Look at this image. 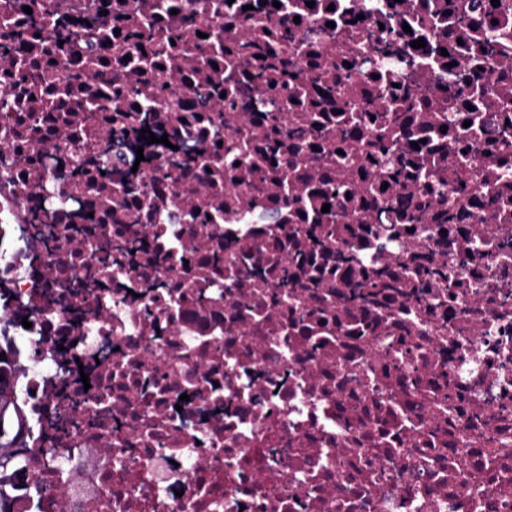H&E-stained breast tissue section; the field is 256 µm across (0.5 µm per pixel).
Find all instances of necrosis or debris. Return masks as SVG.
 Listing matches in <instances>:
<instances>
[{
  "instance_id": "4bbe7bcc",
  "label": "necrosis or debris",
  "mask_w": 512,
  "mask_h": 512,
  "mask_svg": "<svg viewBox=\"0 0 512 512\" xmlns=\"http://www.w3.org/2000/svg\"><path fill=\"white\" fill-rule=\"evenodd\" d=\"M508 135L512 0H0L12 512H512Z\"/></svg>"
}]
</instances>
